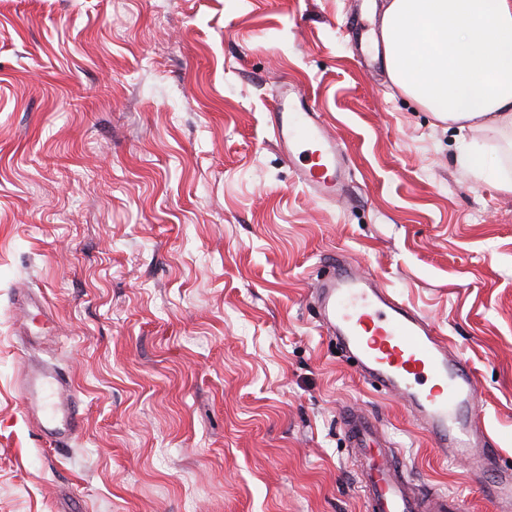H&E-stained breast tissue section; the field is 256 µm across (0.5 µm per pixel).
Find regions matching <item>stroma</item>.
I'll use <instances>...</instances> for the list:
<instances>
[{
	"mask_svg": "<svg viewBox=\"0 0 512 512\" xmlns=\"http://www.w3.org/2000/svg\"><path fill=\"white\" fill-rule=\"evenodd\" d=\"M357 0H0V512H366L341 416L377 418L415 482L495 512L318 326L334 254L473 369L512 463V194L357 56ZM347 149L340 202L296 182L280 80ZM43 296L50 338L19 330ZM73 381L56 445L19 380Z\"/></svg>",
	"mask_w": 512,
	"mask_h": 512,
	"instance_id": "stroma-1",
	"label": "stroma"
}]
</instances>
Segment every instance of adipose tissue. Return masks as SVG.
I'll list each match as a JSON object with an SVG mask.
<instances>
[{"label":"adipose tissue","mask_w":512,"mask_h":512,"mask_svg":"<svg viewBox=\"0 0 512 512\" xmlns=\"http://www.w3.org/2000/svg\"><path fill=\"white\" fill-rule=\"evenodd\" d=\"M381 39L392 83L440 121L512 133V0H386ZM511 151L476 141L456 161L510 194Z\"/></svg>","instance_id":"ef3b65f1"}]
</instances>
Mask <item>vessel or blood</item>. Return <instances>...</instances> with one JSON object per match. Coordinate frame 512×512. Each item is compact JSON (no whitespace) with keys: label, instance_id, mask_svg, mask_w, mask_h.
Listing matches in <instances>:
<instances>
[{"label":"vessel or blood","instance_id":"vessel-or-blood-1","mask_svg":"<svg viewBox=\"0 0 512 512\" xmlns=\"http://www.w3.org/2000/svg\"><path fill=\"white\" fill-rule=\"evenodd\" d=\"M271 118L274 139L306 191L339 198L345 188L344 150L321 112L284 81ZM332 265L331 275L313 286L324 330L363 379L403 402L437 452L466 461L473 474L494 473L486 494L500 512H512V466L504 463L477 412V382L467 362L450 354L433 326L375 279L337 257ZM20 390L28 414L47 411L40 425L46 439L61 443L80 432L76 392L58 368L27 372ZM342 425L356 456L374 452L380 458L361 473L367 512H463L459 499L414 489L376 419L352 409Z\"/></svg>","mask_w":512,"mask_h":512}]
</instances>
